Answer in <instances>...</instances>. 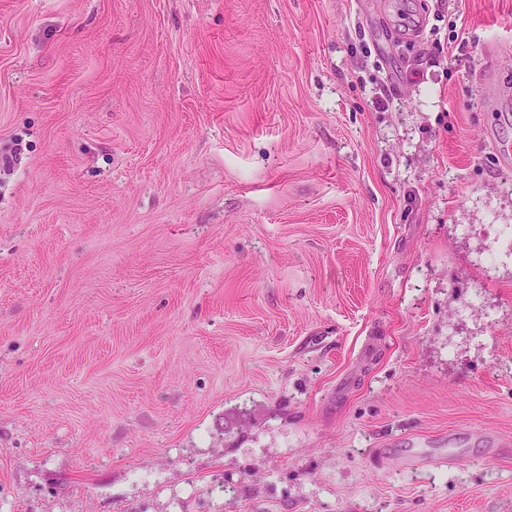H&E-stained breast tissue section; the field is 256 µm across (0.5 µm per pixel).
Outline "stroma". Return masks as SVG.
Listing matches in <instances>:
<instances>
[{"mask_svg":"<svg viewBox=\"0 0 512 512\" xmlns=\"http://www.w3.org/2000/svg\"><path fill=\"white\" fill-rule=\"evenodd\" d=\"M500 136L512 0H0V505L512 512Z\"/></svg>","mask_w":512,"mask_h":512,"instance_id":"obj_1","label":"stroma"}]
</instances>
